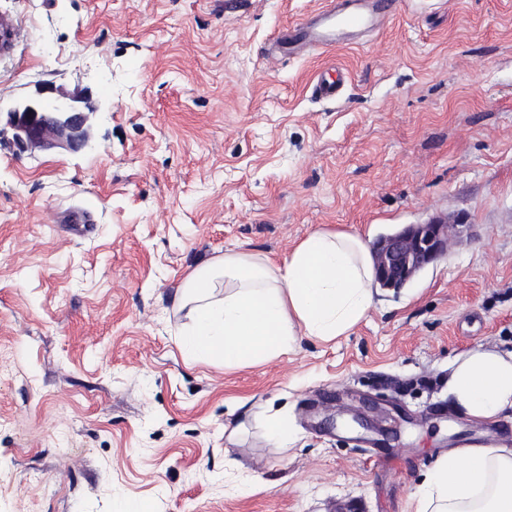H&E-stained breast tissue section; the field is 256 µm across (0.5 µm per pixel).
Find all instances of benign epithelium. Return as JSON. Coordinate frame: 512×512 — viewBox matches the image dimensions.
I'll return each mask as SVG.
<instances>
[{
	"mask_svg": "<svg viewBox=\"0 0 512 512\" xmlns=\"http://www.w3.org/2000/svg\"><path fill=\"white\" fill-rule=\"evenodd\" d=\"M88 108L85 97L56 96L52 88L45 87L39 96L0 111V136L10 133L14 146L22 152L57 147L79 151L88 143ZM458 227L456 222L436 219L409 224L380 238L373 247L377 282L394 290L405 287L426 266L448 253Z\"/></svg>",
	"mask_w": 512,
	"mask_h": 512,
	"instance_id": "1",
	"label": "benign epithelium"
}]
</instances>
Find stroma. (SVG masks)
<instances>
[{"instance_id":"35a3bbf8","label":"stroma","mask_w":512,"mask_h":512,"mask_svg":"<svg viewBox=\"0 0 512 512\" xmlns=\"http://www.w3.org/2000/svg\"><path fill=\"white\" fill-rule=\"evenodd\" d=\"M322 2L0 0V108L47 85L93 110L78 152L0 137V512H409L449 449L512 448V411L446 386L512 349V0H410L362 45L270 59ZM326 63L348 79L319 101ZM436 217L462 223L448 254L344 335L244 368L181 352L201 261ZM265 435L267 441L276 448H285L291 440L288 422L278 414L267 418Z\"/></svg>"}]
</instances>
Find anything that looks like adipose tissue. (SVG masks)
<instances>
[{"mask_svg":"<svg viewBox=\"0 0 512 512\" xmlns=\"http://www.w3.org/2000/svg\"><path fill=\"white\" fill-rule=\"evenodd\" d=\"M372 257L357 236L317 231L281 265L228 252L196 268L177 302L189 324L180 346L191 360L228 366L270 361L297 337L330 340L372 308ZM448 395L465 414L494 419L512 409V350H474L449 366ZM412 512H512V448L473 445L436 459Z\"/></svg>","mask_w":512,"mask_h":512,"instance_id":"obj_1","label":"adipose tissue"}]
</instances>
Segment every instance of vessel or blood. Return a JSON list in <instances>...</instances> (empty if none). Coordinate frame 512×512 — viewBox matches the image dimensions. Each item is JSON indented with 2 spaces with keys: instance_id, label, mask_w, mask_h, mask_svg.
I'll return each instance as SVG.
<instances>
[{
  "instance_id": "vessel-or-blood-1",
  "label": "vessel or blood",
  "mask_w": 512,
  "mask_h": 512,
  "mask_svg": "<svg viewBox=\"0 0 512 512\" xmlns=\"http://www.w3.org/2000/svg\"><path fill=\"white\" fill-rule=\"evenodd\" d=\"M402 0H326L306 19L278 30L273 49L279 55L295 56L305 49H328L350 42L354 33L373 31L393 19ZM345 80L339 69L321 70L312 81V93L322 99L338 96Z\"/></svg>"
}]
</instances>
